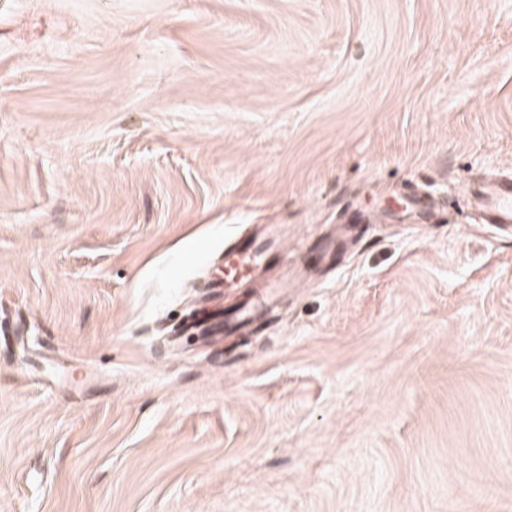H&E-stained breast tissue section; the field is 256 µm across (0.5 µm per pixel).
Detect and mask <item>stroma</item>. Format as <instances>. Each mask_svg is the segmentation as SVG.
<instances>
[{
	"instance_id": "1",
	"label": "stroma",
	"mask_w": 512,
	"mask_h": 512,
	"mask_svg": "<svg viewBox=\"0 0 512 512\" xmlns=\"http://www.w3.org/2000/svg\"><path fill=\"white\" fill-rule=\"evenodd\" d=\"M505 173L512 0H0V512H512ZM485 220L488 224L512 226V177L491 180L481 193ZM274 243L275 239L267 233L263 236H241L226 245L223 259L224 278L217 280L216 285L230 288L251 277Z\"/></svg>"
}]
</instances>
